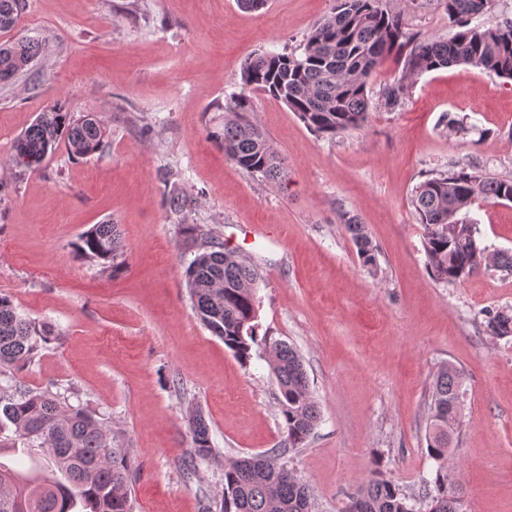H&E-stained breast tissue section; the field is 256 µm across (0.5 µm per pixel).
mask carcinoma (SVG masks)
<instances>
[{
    "mask_svg": "<svg viewBox=\"0 0 512 512\" xmlns=\"http://www.w3.org/2000/svg\"><path fill=\"white\" fill-rule=\"evenodd\" d=\"M330 14L304 39L300 55L263 54L248 58L241 83L285 103L311 131L334 137L362 128L368 119L367 85L391 55L404 54L400 76L384 90L385 105L401 104L409 79L452 65H469L512 80V19L473 26V19L491 10L493 0H444L455 29L445 40L417 41L401 14L383 0H337ZM24 0H0V30L13 28ZM43 47L30 41L0 45V82L29 71ZM224 128L210 131L225 159L271 181L285 179L282 159L265 132L248 117L250 99L241 94L222 106ZM106 128L90 114L76 117L52 107L39 113L14 144V163L25 169L42 164L63 138L76 157L102 149ZM512 202V179L492 176L474 164L454 165L416 187L411 205L426 229L424 251L431 275L458 283L479 269L486 248L477 227L463 209L476 201ZM345 224L358 258L374 273L378 250L364 226L349 216ZM186 243L197 246L187 268V287L203 326L224 341L243 364L258 343L254 286L259 269L233 251L208 239L195 224L184 226ZM82 256L112 266L123 265L124 246L117 226L96 224L80 238ZM491 336L512 335V313L485 314ZM59 340L47 323L21 316L13 302L0 295V512H133L128 492L131 449L117 444L118 432L83 407L50 388H31L17 378L39 351ZM273 350L269 363L280 389L281 414L288 446H302L318 420L307 374L297 350L282 341L263 339ZM462 375L450 365L436 374L429 405L428 451L448 457L458 423ZM191 460L215 455L201 413L192 417ZM278 451L250 454L224 467L221 512H311L310 487L277 462ZM27 459L23 472L6 458ZM429 512H460L456 486L448 470L438 467L428 482ZM345 512H415L391 481L370 476L347 503Z\"/></svg>",
    "mask_w": 512,
    "mask_h": 512,
    "instance_id": "1",
    "label": "carcinoma"
}]
</instances>
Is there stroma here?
I'll list each match as a JSON object with an SVG mask.
<instances>
[{"label":"stroma","instance_id":"obj_1","mask_svg":"<svg viewBox=\"0 0 512 512\" xmlns=\"http://www.w3.org/2000/svg\"><path fill=\"white\" fill-rule=\"evenodd\" d=\"M408 32L447 38L441 0H386ZM336 0H25L0 43L45 48L30 75L0 83V295L60 341L22 373L32 387L75 394L122 431L132 450L134 512H220L224 464L285 448L281 461L313 491L312 512H343L371 475L421 498L438 467L427 448L428 396L445 363L462 374L448 457L462 512H512V336L484 330L512 310V275L481 268L450 284L426 268L415 188L455 164L512 178V80L456 65L416 77L401 106L383 93L390 57L367 87L365 126L333 138L308 130L279 100L251 92V118L287 166L272 182L225 160L209 136L219 104L242 93L247 57L290 53ZM96 115L105 146L79 158L58 142L39 168L12 162L39 112ZM463 122L449 131L448 118ZM191 200L183 214L166 199ZM379 248L362 267L345 216ZM492 252H512V202L471 205ZM117 224L119 273L76 245ZM198 224L250 258L258 333L300 354L319 418L287 448L277 380L263 346L241 364L201 324L186 286L193 259L180 228ZM202 413L217 455L191 461ZM484 329L491 336L512 335V313L509 314L507 310L488 311Z\"/></svg>","mask_w":512,"mask_h":512}]
</instances>
